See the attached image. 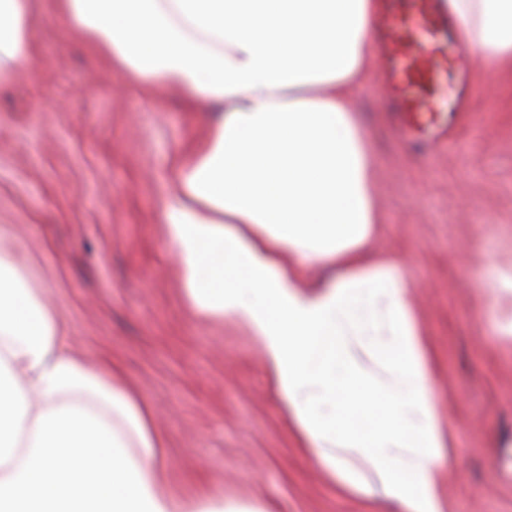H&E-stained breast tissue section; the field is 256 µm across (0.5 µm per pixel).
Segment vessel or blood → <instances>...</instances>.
<instances>
[{"label":"vessel or blood","mask_w":512,"mask_h":512,"mask_svg":"<svg viewBox=\"0 0 512 512\" xmlns=\"http://www.w3.org/2000/svg\"><path fill=\"white\" fill-rule=\"evenodd\" d=\"M445 0H387L375 29L388 103L402 129L431 122L448 81L443 42L449 36Z\"/></svg>","instance_id":"1"}]
</instances>
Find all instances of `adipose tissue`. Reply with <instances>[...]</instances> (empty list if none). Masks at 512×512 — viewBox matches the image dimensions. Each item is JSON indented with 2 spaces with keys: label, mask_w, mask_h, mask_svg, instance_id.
I'll list each match as a JSON object with an SVG mask.
<instances>
[{
  "label": "adipose tissue",
  "mask_w": 512,
  "mask_h": 512,
  "mask_svg": "<svg viewBox=\"0 0 512 512\" xmlns=\"http://www.w3.org/2000/svg\"><path fill=\"white\" fill-rule=\"evenodd\" d=\"M456 34L512 61V0H449ZM379 0H54L127 86L223 105L175 161L164 213L179 288L242 326L275 401L346 489L366 461L400 512H444L447 446L429 345L397 265L366 251L381 217L353 91ZM31 0H0V83L31 63ZM332 267L320 285L308 268ZM151 407L75 354L0 228V512H238L167 487Z\"/></svg>",
  "instance_id": "1"
}]
</instances>
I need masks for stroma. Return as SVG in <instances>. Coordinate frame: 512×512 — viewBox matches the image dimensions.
Returning a JSON list of instances; mask_svg holds the SVG:
<instances>
[{
    "instance_id": "35a3bbf8",
    "label": "stroma",
    "mask_w": 512,
    "mask_h": 512,
    "mask_svg": "<svg viewBox=\"0 0 512 512\" xmlns=\"http://www.w3.org/2000/svg\"><path fill=\"white\" fill-rule=\"evenodd\" d=\"M36 53L0 87V225L92 363H114L149 401L168 487L259 512H398L352 491L301 448L268 396L260 352L230 322L197 316L163 246L174 159L212 112L161 86L127 88L33 0ZM467 106L413 147L377 67L357 87L375 149L381 222L370 248L396 261L429 335L453 460L445 512H512V297L485 311L477 281L512 270V66L468 54Z\"/></svg>"
}]
</instances>
